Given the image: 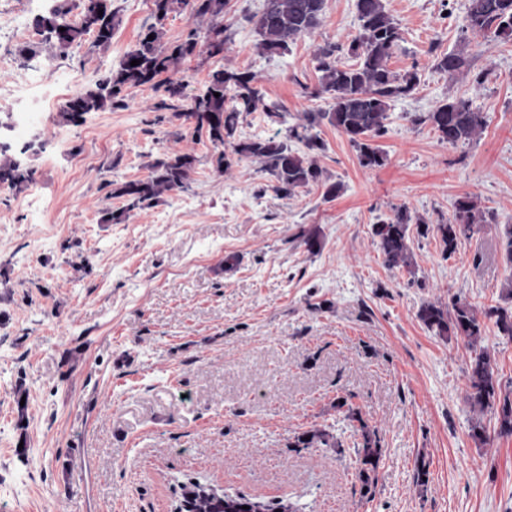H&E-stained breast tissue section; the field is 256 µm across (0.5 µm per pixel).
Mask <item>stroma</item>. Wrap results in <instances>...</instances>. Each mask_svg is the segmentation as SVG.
<instances>
[{
  "mask_svg": "<svg viewBox=\"0 0 512 512\" xmlns=\"http://www.w3.org/2000/svg\"><path fill=\"white\" fill-rule=\"evenodd\" d=\"M355 3L325 0L312 34L269 55L245 20L265 0H227L224 66L254 73L265 103L286 114L244 115L241 136L284 139L302 113L326 108L313 54L349 44ZM384 5L402 33L390 67L417 70L420 83L390 106L383 167H363L345 135L315 127L316 160L342 185L332 199L314 185L277 193L246 158L218 172L192 125L156 123L149 87L77 124L55 107L23 118L59 86L85 87L116 66L151 22L152 0H112L121 23L111 43L89 35L64 57L36 33L0 36V83L52 67L0 100V148L32 172L21 187L0 185V512H172L192 480L305 512H512V437L498 436L490 412L487 442L470 435L473 351L417 316L423 302L456 296L479 313L504 303L512 41L472 38L469 72L451 77L433 63L463 46L469 0ZM25 42L37 56H19ZM452 98L485 116L477 141L453 147L423 123ZM176 152L197 158L186 191L103 222L123 205L109 181L146 177ZM463 197L494 222L474 225L450 255L435 233H411L414 272L385 264L374 224L404 206L435 225ZM366 427L383 451L364 495ZM315 428L338 447H289Z\"/></svg>",
  "mask_w": 512,
  "mask_h": 512,
  "instance_id": "1",
  "label": "stroma"
}]
</instances>
